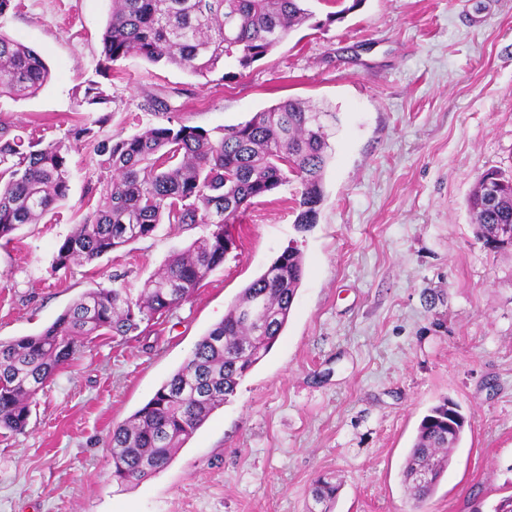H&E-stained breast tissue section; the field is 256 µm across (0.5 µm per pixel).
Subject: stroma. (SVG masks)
Instances as JSON below:
<instances>
[{
  "mask_svg": "<svg viewBox=\"0 0 512 512\" xmlns=\"http://www.w3.org/2000/svg\"><path fill=\"white\" fill-rule=\"evenodd\" d=\"M0 31L51 69L38 95L0 98L15 132L69 141L60 217L0 241V340L40 332L113 274L138 293L197 230L164 223L89 265L53 269L97 204L100 172L69 132L174 120L217 133L287 98L334 112L317 224L294 223L297 183L255 199L224 264L144 335L100 340L0 433V512H309L313 482H340L335 512H489L512 493V248L476 239L468 199L488 170L512 172V0H365L343 21L302 26L236 75L198 77L131 55L106 64L110 0H14ZM96 83L106 103L89 108ZM305 274L271 351L158 474L112 477L121 425L288 246ZM471 419L436 493L416 503L402 470L443 399Z\"/></svg>",
  "mask_w": 512,
  "mask_h": 512,
  "instance_id": "1",
  "label": "stroma"
}]
</instances>
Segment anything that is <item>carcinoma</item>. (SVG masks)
Instances as JSON below:
<instances>
[{
    "mask_svg": "<svg viewBox=\"0 0 512 512\" xmlns=\"http://www.w3.org/2000/svg\"><path fill=\"white\" fill-rule=\"evenodd\" d=\"M308 0H112L102 34L104 59L131 54L206 77L228 59L246 70L274 51L295 28L313 18ZM50 78L41 56L0 32V97L37 95ZM325 112L288 98L248 121L208 131L167 123L98 140L103 114L75 127L70 137L93 145L99 169L110 174L100 190L103 203L61 242L54 268L99 259L151 236L168 222L202 234L171 255L144 282L137 296L118 285L87 289L42 331L0 341V432L22 434L31 404L64 365L102 336L116 343L157 315L186 301L223 263L235 240L227 227L253 200L294 180L299 184L294 224L317 223L323 172L331 150ZM69 146L46 145L12 133L0 121V240L10 242L19 226L37 224L68 198ZM499 200L484 202L478 182L469 200L474 233L486 243L512 246V177H501ZM305 272L301 251L290 246L229 306L224 319L197 342L192 355L153 397L112 430L113 476L134 483L168 466L172 457L273 346L288 322ZM469 427L461 407L445 399L423 417L402 476L417 502L431 498ZM339 486L318 480L312 496L320 512H331Z\"/></svg>",
    "mask_w": 512,
    "mask_h": 512,
    "instance_id": "carcinoma-1",
    "label": "carcinoma"
}]
</instances>
